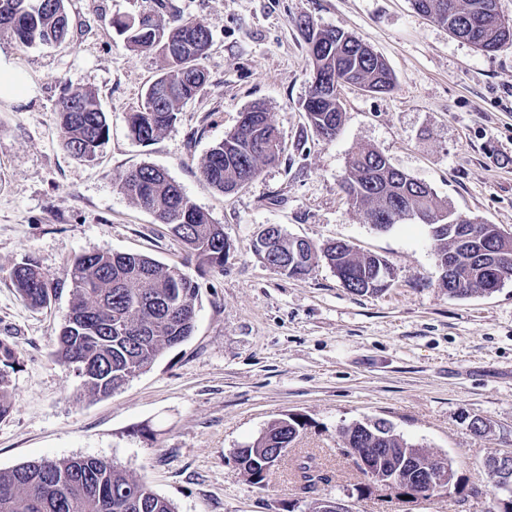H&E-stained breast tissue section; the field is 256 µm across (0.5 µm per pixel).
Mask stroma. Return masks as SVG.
<instances>
[{
    "mask_svg": "<svg viewBox=\"0 0 512 512\" xmlns=\"http://www.w3.org/2000/svg\"><path fill=\"white\" fill-rule=\"evenodd\" d=\"M71 35L59 47L0 57L34 93L0 99V339L15 345L11 413L0 419V469L40 459L95 457L146 481L176 512H317L340 498L351 512H488L494 490L482 463L512 452V278L452 299L418 223L379 230L341 189L353 151L371 148L429 185L457 214L512 233V44L486 53L418 14L410 0H67ZM150 13L206 23L207 82L158 140H133L128 115L156 74L157 56L123 47L111 21ZM345 31L381 55L394 88L340 89L343 125L330 141L301 107L312 66L303 18ZM98 93L109 138L91 164L58 134L63 86ZM264 104L283 153L244 188L223 194L200 176L244 110ZM144 164L167 171L224 227L223 268L198 267L169 226L120 194L115 179ZM274 224L315 246L344 241L394 271L389 288L355 295L319 265L305 278L269 268L252 250ZM141 254L179 266L199 286L192 335L119 392L102 398L55 355L72 301L65 270L93 252ZM33 258L56 285L34 309L10 279ZM308 426L265 486L236 462L281 415ZM487 422L484 438L468 428ZM383 418L397 434L448 458L449 491L402 498L367 487L341 430ZM311 456L331 480L304 494L294 468Z\"/></svg>",
    "mask_w": 512,
    "mask_h": 512,
    "instance_id": "1",
    "label": "stroma"
}]
</instances>
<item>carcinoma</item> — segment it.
<instances>
[{
	"label": "carcinoma",
	"mask_w": 512,
	"mask_h": 512,
	"mask_svg": "<svg viewBox=\"0 0 512 512\" xmlns=\"http://www.w3.org/2000/svg\"><path fill=\"white\" fill-rule=\"evenodd\" d=\"M413 8L433 22L448 28L456 38L479 50L493 52L507 43L512 33L496 27V0H411ZM306 35L313 72L336 76L338 89L311 85L302 103L309 127L325 140L336 137L343 123L339 87L350 84L373 93L393 88L394 77L385 60L363 48L357 38L310 19L300 23ZM112 27L131 50L148 52L162 60V67L148 85L138 108L129 114L133 139L140 144L157 140L177 119L181 106L194 99L207 81L201 65L212 34L203 22L173 16L163 23L144 14L132 19H114ZM70 36L65 0H0V38L20 48L53 46ZM177 86L174 97L158 104L153 91L160 83ZM60 117L59 137L75 159L93 163L108 137V120L97 92L65 90L56 103ZM282 153L277 128L260 105L251 107L249 121L226 134L200 166L203 179L216 191L230 193L256 178L263 167L276 163ZM349 173L343 189L350 204L365 220L385 212L391 227L405 222L407 208L426 213L431 221L429 241L441 278L448 277V253H455L467 274L465 288L447 285L448 298L463 299L490 291L502 283L512 258V235L497 224L464 218L441 202L432 188L393 167L374 150L357 151L348 161ZM117 190L157 223L167 224L201 265L224 267L228 246L221 225L199 209L168 173L143 165L120 175ZM271 251L291 259L296 254L291 237L280 231ZM300 270L283 265L282 274L303 277L319 263L336 272L343 287L358 295L377 294L389 287L392 269L381 257L358 254L346 244L322 248L307 244L300 254ZM72 288V304L57 337L58 361L81 378L82 386L94 396H110L121 390L128 377L149 368L166 351L182 344L195 326L199 288L193 278L177 266L162 264L138 254L88 252L76 256L66 270ZM10 279L21 298L33 308L50 300V278L36 262L24 258L10 271ZM125 320L123 335L113 324ZM19 363L15 346L0 339V418L12 410L11 372ZM306 429L298 414L289 413L273 421L253 444L237 450L241 468L262 486L264 460L276 448H289ZM345 447L372 448V468L394 479V486L416 492L412 448L384 420L355 422L347 426ZM486 474L494 487L491 512H512V490L502 491L504 482L493 472ZM304 494L315 493L331 481L328 472L308 456L294 474ZM0 512H175L171 501L150 486L128 475L110 462L92 457L32 461L11 470H0Z\"/></svg>",
	"instance_id": "obj_1"
}]
</instances>
